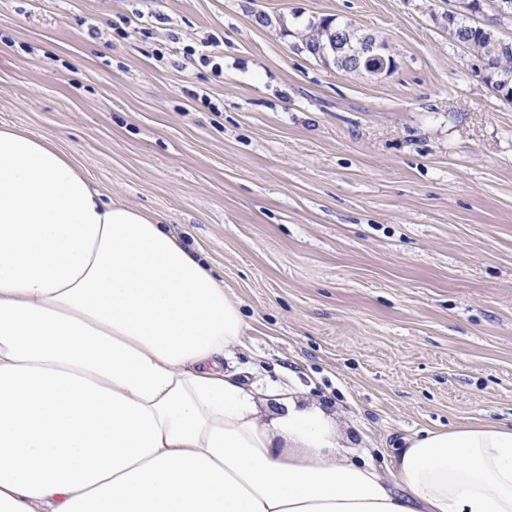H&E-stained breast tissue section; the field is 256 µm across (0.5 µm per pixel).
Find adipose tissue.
I'll use <instances>...</instances> for the list:
<instances>
[{"mask_svg": "<svg viewBox=\"0 0 512 512\" xmlns=\"http://www.w3.org/2000/svg\"><path fill=\"white\" fill-rule=\"evenodd\" d=\"M243 329L172 230L0 128V512H512V424L414 435L381 473L243 381Z\"/></svg>", "mask_w": 512, "mask_h": 512, "instance_id": "obj_1", "label": "adipose tissue"}]
</instances>
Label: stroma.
Returning a JSON list of instances; mask_svg holds the SVG:
<instances>
[{"instance_id": "obj_1", "label": "stroma", "mask_w": 512, "mask_h": 512, "mask_svg": "<svg viewBox=\"0 0 512 512\" xmlns=\"http://www.w3.org/2000/svg\"><path fill=\"white\" fill-rule=\"evenodd\" d=\"M456 8L0 0V127L200 252L241 304L245 382L297 390L383 471L407 435L512 421V101L449 39ZM324 18L395 71L310 54ZM209 36L219 76L183 58Z\"/></svg>"}]
</instances>
